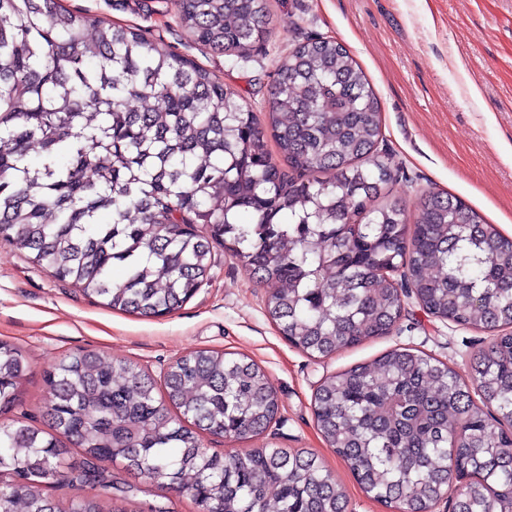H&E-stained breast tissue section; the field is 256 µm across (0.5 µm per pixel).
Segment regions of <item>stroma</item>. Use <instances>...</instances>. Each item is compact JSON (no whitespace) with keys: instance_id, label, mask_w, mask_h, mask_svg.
I'll list each match as a JSON object with an SVG mask.
<instances>
[{"instance_id":"stroma-1","label":"stroma","mask_w":512,"mask_h":512,"mask_svg":"<svg viewBox=\"0 0 512 512\" xmlns=\"http://www.w3.org/2000/svg\"><path fill=\"white\" fill-rule=\"evenodd\" d=\"M107 23L133 26L237 91L264 115L280 63L308 36L337 37L365 71L382 109V146L400 172L393 190L416 203L446 191L488 223L512 235V0H269L272 22L249 61L205 52L180 28L176 0H63ZM392 332L327 358L293 348L265 312L257 286L223 245H214L201 288L181 309L147 319L103 306L70 282L0 241V342L20 348L30 368L18 385L21 404L0 413H27L46 428L47 378L66 355L95 351L137 362L153 377L196 349L244 355L268 374L279 403L275 422L244 441L204 436L208 452L252 448L302 449L333 475L347 512H389L369 498L329 448L313 414L317 386L328 376L394 347L423 351L471 381L474 355L492 335L426 314L414 296ZM130 512H197L190 496L136 483Z\"/></svg>"}]
</instances>
